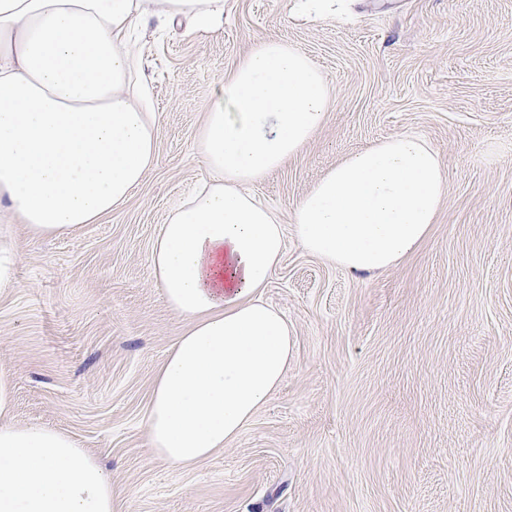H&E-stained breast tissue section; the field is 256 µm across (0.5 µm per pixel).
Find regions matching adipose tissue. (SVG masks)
Listing matches in <instances>:
<instances>
[{"mask_svg": "<svg viewBox=\"0 0 512 512\" xmlns=\"http://www.w3.org/2000/svg\"><path fill=\"white\" fill-rule=\"evenodd\" d=\"M224 26V0H0V288L13 286L11 227L58 236L122 204L157 162V115L130 87L147 18ZM326 75L297 45L256 42L218 88L199 133L205 180L161 225L154 280L188 322L145 412L151 454L190 469L235 439L281 383L287 319L260 296L284 250L273 211L242 185L321 131ZM447 198L437 154L397 134L346 156L297 202L311 254L354 272L387 269L427 237ZM0 373V512H112V477L69 435L10 418Z\"/></svg>", "mask_w": 512, "mask_h": 512, "instance_id": "obj_1", "label": "adipose tissue"}]
</instances>
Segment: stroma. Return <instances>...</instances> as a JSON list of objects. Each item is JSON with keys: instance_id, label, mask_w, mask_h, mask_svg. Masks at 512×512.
Listing matches in <instances>:
<instances>
[{"instance_id": "35a3bbf8", "label": "stroma", "mask_w": 512, "mask_h": 512, "mask_svg": "<svg viewBox=\"0 0 512 512\" xmlns=\"http://www.w3.org/2000/svg\"><path fill=\"white\" fill-rule=\"evenodd\" d=\"M277 36L326 74V122L245 192L278 216L263 299L293 330L279 388L180 470L155 459L153 381L187 322L156 287L160 224L207 176L198 135L237 59ZM158 164L112 213L56 238L11 227L0 370L15 422L70 433L112 472L113 512H512V0H224V26L143 28ZM420 137L448 178L422 244L354 275L307 253L297 201L343 156Z\"/></svg>"}]
</instances>
